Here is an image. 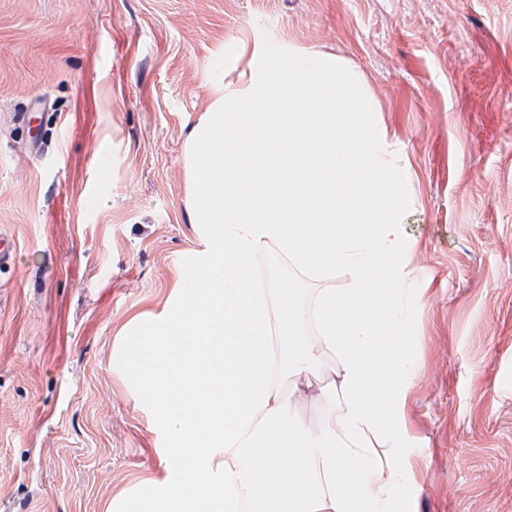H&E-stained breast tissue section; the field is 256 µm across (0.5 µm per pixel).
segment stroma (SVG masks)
<instances>
[{
	"instance_id": "1",
	"label": "stroma",
	"mask_w": 512,
	"mask_h": 512,
	"mask_svg": "<svg viewBox=\"0 0 512 512\" xmlns=\"http://www.w3.org/2000/svg\"><path fill=\"white\" fill-rule=\"evenodd\" d=\"M261 45L361 76L407 170L416 512H512V0H0V512H104L159 475L123 327L201 246L184 146L206 76L236 84Z\"/></svg>"
}]
</instances>
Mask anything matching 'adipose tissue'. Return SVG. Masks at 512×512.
<instances>
[{
  "instance_id": "ef3b65f1",
  "label": "adipose tissue",
  "mask_w": 512,
  "mask_h": 512,
  "mask_svg": "<svg viewBox=\"0 0 512 512\" xmlns=\"http://www.w3.org/2000/svg\"><path fill=\"white\" fill-rule=\"evenodd\" d=\"M362 78L319 51H266L215 78L184 147L201 249L158 312L132 317L124 369L163 440V471L105 512H415L407 403L421 369L397 213ZM274 252L351 288L263 287ZM330 371H323L324 358ZM338 412L311 427L301 400Z\"/></svg>"
}]
</instances>
